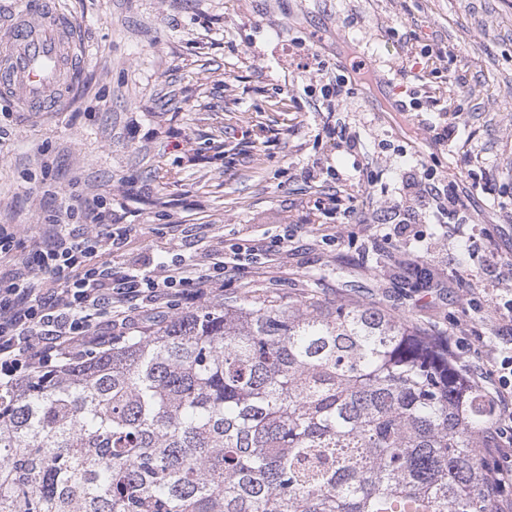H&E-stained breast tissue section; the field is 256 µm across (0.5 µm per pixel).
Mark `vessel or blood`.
Segmentation results:
<instances>
[{"label": "vessel or blood", "instance_id": "vessel-or-blood-1", "mask_svg": "<svg viewBox=\"0 0 512 512\" xmlns=\"http://www.w3.org/2000/svg\"><path fill=\"white\" fill-rule=\"evenodd\" d=\"M75 31L54 0H20L0 22V96L24 115L63 107L80 72Z\"/></svg>", "mask_w": 512, "mask_h": 512}]
</instances>
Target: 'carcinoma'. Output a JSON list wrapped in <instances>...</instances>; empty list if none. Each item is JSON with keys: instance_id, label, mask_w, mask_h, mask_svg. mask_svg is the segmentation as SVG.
<instances>
[{"instance_id": "cac0c4a2", "label": "carcinoma", "mask_w": 512, "mask_h": 512, "mask_svg": "<svg viewBox=\"0 0 512 512\" xmlns=\"http://www.w3.org/2000/svg\"><path fill=\"white\" fill-rule=\"evenodd\" d=\"M493 405L375 306L214 304L0 391V512H493Z\"/></svg>"}]
</instances>
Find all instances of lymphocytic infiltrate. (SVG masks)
Here are the masks:
<instances>
[{
  "mask_svg": "<svg viewBox=\"0 0 512 512\" xmlns=\"http://www.w3.org/2000/svg\"><path fill=\"white\" fill-rule=\"evenodd\" d=\"M59 233L39 253L0 275V384L17 387L48 363L67 369L124 338L140 312L167 311L219 296L227 263L223 252L208 265L157 262L153 268H117L112 253L129 232L114 223L104 197L62 204L50 217ZM502 374L494 389V446L498 461L487 482L491 497L512 480V347L498 351Z\"/></svg>",
  "mask_w": 512,
  "mask_h": 512,
  "instance_id": "obj_1",
  "label": "lymphocytic infiltrate"
}]
</instances>
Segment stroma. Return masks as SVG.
Returning a JSON list of instances; mask_svg holds the SVG:
<instances>
[{
  "mask_svg": "<svg viewBox=\"0 0 512 512\" xmlns=\"http://www.w3.org/2000/svg\"><path fill=\"white\" fill-rule=\"evenodd\" d=\"M58 3L83 66L64 111L0 98L1 271L100 193L131 227L115 266L246 240L261 261L228 267L225 301L375 305L466 337L467 365L512 335V0Z\"/></svg>",
  "mask_w": 512,
  "mask_h": 512,
  "instance_id": "stroma-1",
  "label": "stroma"
}]
</instances>
